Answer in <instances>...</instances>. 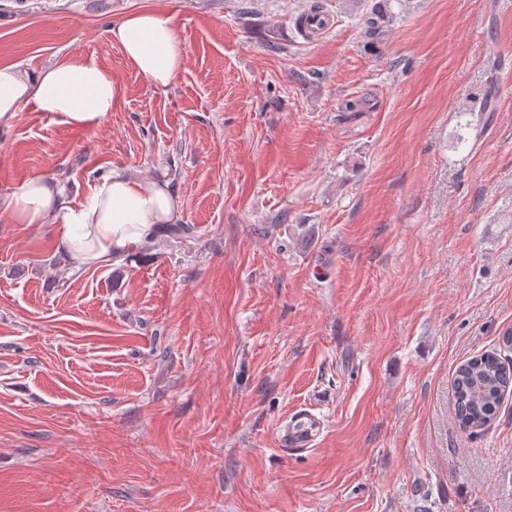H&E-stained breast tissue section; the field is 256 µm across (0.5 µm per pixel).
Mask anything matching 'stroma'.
I'll return each instance as SVG.
<instances>
[{
	"label": "stroma",
	"instance_id": "1",
	"mask_svg": "<svg viewBox=\"0 0 512 512\" xmlns=\"http://www.w3.org/2000/svg\"><path fill=\"white\" fill-rule=\"evenodd\" d=\"M310 2L0 0V64L122 89L92 129L0 126V199L162 175L198 228L116 283L0 214V512H512V396L473 431L452 390L512 327V0H322L308 42ZM143 8L164 93L108 36ZM108 31L112 43L137 73L154 90L166 92L183 63L181 43L172 19L145 9L126 15ZM299 420L302 421L300 427L292 426L286 432V443L291 448H309L316 441L319 432L320 424L311 416L305 414Z\"/></svg>",
	"mask_w": 512,
	"mask_h": 512
}]
</instances>
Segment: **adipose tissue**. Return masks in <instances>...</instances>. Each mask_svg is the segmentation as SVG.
Returning a JSON list of instances; mask_svg holds the SVG:
<instances>
[{
  "label": "adipose tissue",
  "mask_w": 512,
  "mask_h": 512,
  "mask_svg": "<svg viewBox=\"0 0 512 512\" xmlns=\"http://www.w3.org/2000/svg\"><path fill=\"white\" fill-rule=\"evenodd\" d=\"M109 36L154 89L167 90L181 71L183 55L171 19L152 10L126 15ZM119 83L93 61L57 60L40 68L0 65V125L25 105L50 113L57 123L91 129L111 112ZM4 208L15 224H52L58 254L74 268L112 263L152 238L160 224L177 223L182 203L163 178L114 173L95 184L84 201L67 202L57 183L35 175L8 192Z\"/></svg>",
  "instance_id": "adipose-tissue-1"
}]
</instances>
